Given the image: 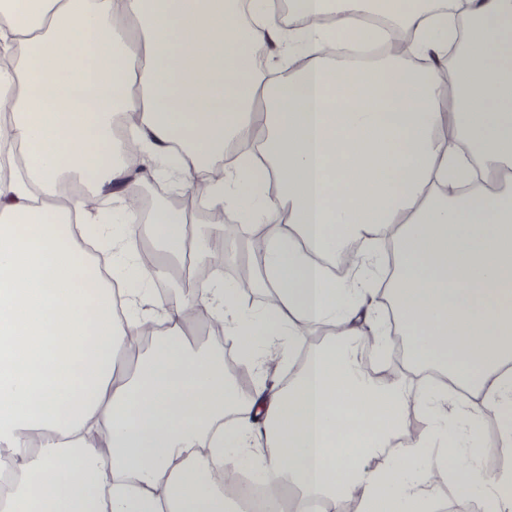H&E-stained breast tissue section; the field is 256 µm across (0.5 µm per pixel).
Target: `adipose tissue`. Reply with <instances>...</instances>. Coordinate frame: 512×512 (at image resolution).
I'll return each mask as SVG.
<instances>
[{
	"label": "adipose tissue",
	"mask_w": 512,
	"mask_h": 512,
	"mask_svg": "<svg viewBox=\"0 0 512 512\" xmlns=\"http://www.w3.org/2000/svg\"><path fill=\"white\" fill-rule=\"evenodd\" d=\"M301 26L280 25L270 0H0V107L31 162L0 181V446L45 436L23 456L6 512H232L187 456L215 461L262 448L266 480L300 495L358 498L361 512H430L448 471L458 497L512 512V465L476 451L487 414L512 447V0H288ZM382 15L414 35L401 54L335 58L340 32L387 38ZM301 66L267 80L272 50ZM136 114L132 147L211 207L244 222L286 217L260 261L271 288L239 308L223 281L156 300L140 313V231L171 254L188 237L185 209L124 210L122 232L97 227L110 270L76 245L71 214L88 199L136 195L116 118ZM69 179L90 198L50 201ZM510 182L507 190L489 182ZM391 236L397 268L381 302L363 276L336 280L319 257L348 241ZM126 283L116 314L113 283ZM256 367L264 351L307 353L272 400L242 396L223 353L184 331L195 306ZM393 308L415 366L432 365L474 398L424 390L361 365V307ZM167 328L132 371L118 367L152 318ZM330 339L307 348L311 327ZM430 421L394 447L410 404Z\"/></svg>",
	"instance_id": "ef3b65f1"
}]
</instances>
